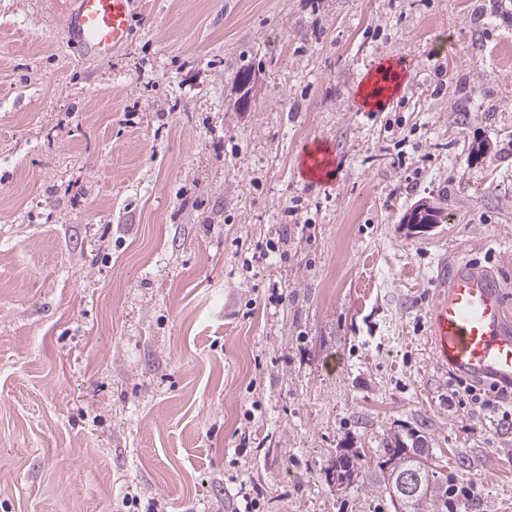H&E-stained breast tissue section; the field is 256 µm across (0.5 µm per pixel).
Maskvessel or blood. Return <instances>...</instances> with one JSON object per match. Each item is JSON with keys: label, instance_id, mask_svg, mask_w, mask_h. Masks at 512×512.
<instances>
[{"label": "vessel or blood", "instance_id": "obj_1", "mask_svg": "<svg viewBox=\"0 0 512 512\" xmlns=\"http://www.w3.org/2000/svg\"><path fill=\"white\" fill-rule=\"evenodd\" d=\"M141 0H77L70 30L82 49L99 58L130 39ZM437 361L473 377L512 383V321L494 281L465 266L448 275V292L431 311Z\"/></svg>", "mask_w": 512, "mask_h": 512}]
</instances>
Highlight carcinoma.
Segmentation results:
<instances>
[{"instance_id":"obj_1","label":"carcinoma","mask_w":512,"mask_h":512,"mask_svg":"<svg viewBox=\"0 0 512 512\" xmlns=\"http://www.w3.org/2000/svg\"><path fill=\"white\" fill-rule=\"evenodd\" d=\"M418 441L424 442L426 437L412 429L404 436L396 434L386 441L383 454L372 462L361 459L356 453H343L336 457L331 467L333 480L341 486L351 483L355 476H362L364 485L377 487L388 495L395 512H445L448 509V501L440 500L438 493L426 489L407 503L395 500L397 491L394 474L397 472L419 469L422 471V481L426 486L431 483H448V479L439 476L434 470L430 460L421 462L414 457V445Z\"/></svg>"}]
</instances>
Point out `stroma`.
<instances>
[{"instance_id": "1", "label": "stroma", "mask_w": 512, "mask_h": 512, "mask_svg": "<svg viewBox=\"0 0 512 512\" xmlns=\"http://www.w3.org/2000/svg\"><path fill=\"white\" fill-rule=\"evenodd\" d=\"M72 2L0 0V512H395L329 468L411 429L512 512V406L429 343L466 261L512 316V0H142L105 60ZM432 206L428 201H421L411 207L405 214L403 224L413 232H424L434 227L431 220Z\"/></svg>"}]
</instances>
